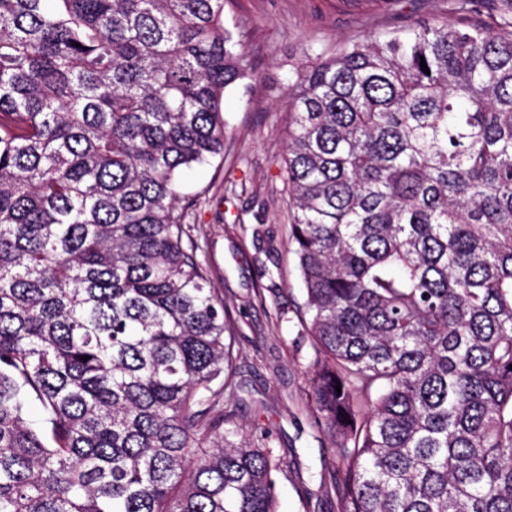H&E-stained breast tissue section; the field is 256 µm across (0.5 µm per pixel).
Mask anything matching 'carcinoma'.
Returning <instances> with one entry per match:
<instances>
[{"mask_svg": "<svg viewBox=\"0 0 512 512\" xmlns=\"http://www.w3.org/2000/svg\"><path fill=\"white\" fill-rule=\"evenodd\" d=\"M226 5L0 0V512H276L177 206L250 69ZM289 100L336 512H512V29L420 20Z\"/></svg>", "mask_w": 512, "mask_h": 512, "instance_id": "obj_1", "label": "carcinoma"}]
</instances>
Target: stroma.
Here are the masks:
<instances>
[{"mask_svg": "<svg viewBox=\"0 0 512 512\" xmlns=\"http://www.w3.org/2000/svg\"><path fill=\"white\" fill-rule=\"evenodd\" d=\"M232 0L224 19L244 39L252 69L224 95V153L180 179L185 229L234 320L236 364L249 404L287 473H275L277 512H336L338 452L310 399L314 351L300 333L304 285L289 240L281 177L291 114L288 80L307 61L414 21L512 20V0Z\"/></svg>", "mask_w": 512, "mask_h": 512, "instance_id": "obj_1", "label": "stroma"}]
</instances>
